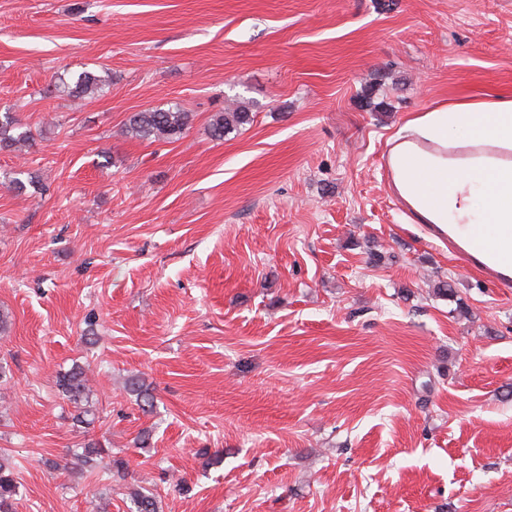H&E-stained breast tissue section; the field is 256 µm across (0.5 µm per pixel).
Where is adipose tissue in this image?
<instances>
[{
	"mask_svg": "<svg viewBox=\"0 0 512 512\" xmlns=\"http://www.w3.org/2000/svg\"><path fill=\"white\" fill-rule=\"evenodd\" d=\"M512 145V95L494 93L441 104L410 120L390 142L389 185L413 224H474L512 229V168L485 170L469 161L448 166L457 136Z\"/></svg>",
	"mask_w": 512,
	"mask_h": 512,
	"instance_id": "1",
	"label": "adipose tissue"
}]
</instances>
